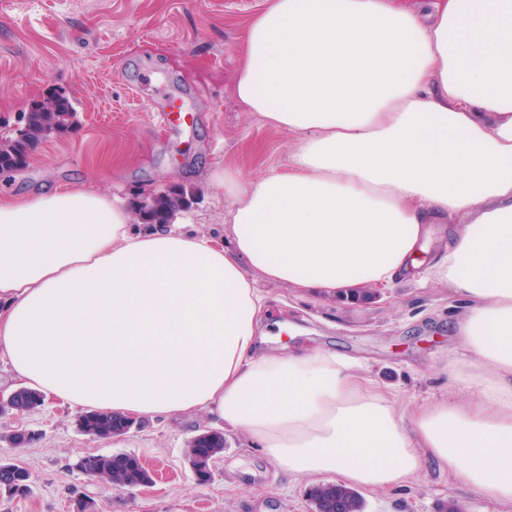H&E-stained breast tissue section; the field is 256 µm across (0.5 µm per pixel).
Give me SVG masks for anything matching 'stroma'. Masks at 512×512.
<instances>
[{
  "label": "stroma",
  "mask_w": 512,
  "mask_h": 512,
  "mask_svg": "<svg viewBox=\"0 0 512 512\" xmlns=\"http://www.w3.org/2000/svg\"><path fill=\"white\" fill-rule=\"evenodd\" d=\"M265 0H0V135L14 115L51 91L74 103L76 125L44 140L20 171L0 174V199L60 187L93 188L125 200L186 189L189 208L174 223L227 238L230 199L209 185L229 167L258 177L288 167L293 137L264 125L231 95L251 18ZM169 47L189 65L223 59L185 107L191 127L168 134L153 124L135 90L141 64L161 63ZM269 314L261 347L324 348L359 360L401 406L448 395V364L464 361L448 326L466 311L446 286L406 284L379 298L316 302L287 286L259 281ZM80 409L46 398L33 412L0 414V460L25 467L30 491L0 490V512H74L77 498H93L105 512H312L315 477L276 467L241 432L205 414L142 420L106 440L82 432ZM34 435L19 448L3 443L16 429ZM204 430L224 433V453L210 483H198L185 457L188 441ZM131 453L154 471L151 484L117 491L77 467L92 454ZM365 512H442L454 502L467 512H512L470 491L460 479L423 464L389 493L363 491Z\"/></svg>",
  "instance_id": "obj_1"
}]
</instances>
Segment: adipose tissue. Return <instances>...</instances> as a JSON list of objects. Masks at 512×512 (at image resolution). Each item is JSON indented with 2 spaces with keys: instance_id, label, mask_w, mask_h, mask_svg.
Instances as JSON below:
<instances>
[{
  "instance_id": "adipose-tissue-1",
  "label": "adipose tissue",
  "mask_w": 512,
  "mask_h": 512,
  "mask_svg": "<svg viewBox=\"0 0 512 512\" xmlns=\"http://www.w3.org/2000/svg\"><path fill=\"white\" fill-rule=\"evenodd\" d=\"M288 169L211 183L231 248L91 188L0 200V363L142 419L204 413L296 476L387 491L424 462L512 503V0H266L232 85ZM461 214L418 272L433 225ZM258 272L319 300L444 283L468 310L448 397L398 408L363 365L263 352Z\"/></svg>"
}]
</instances>
